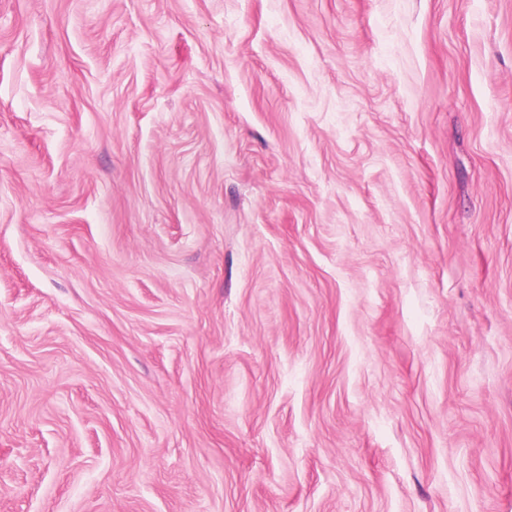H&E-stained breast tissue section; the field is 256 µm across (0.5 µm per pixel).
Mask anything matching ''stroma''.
<instances>
[{
  "label": "stroma",
  "instance_id": "obj_1",
  "mask_svg": "<svg viewBox=\"0 0 512 512\" xmlns=\"http://www.w3.org/2000/svg\"><path fill=\"white\" fill-rule=\"evenodd\" d=\"M0 512H512V0H0Z\"/></svg>",
  "mask_w": 512,
  "mask_h": 512
}]
</instances>
